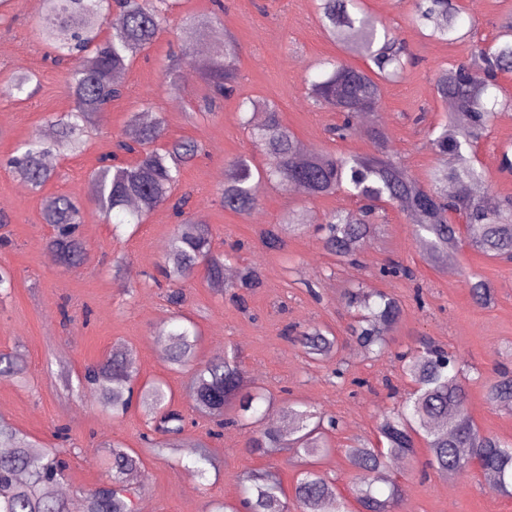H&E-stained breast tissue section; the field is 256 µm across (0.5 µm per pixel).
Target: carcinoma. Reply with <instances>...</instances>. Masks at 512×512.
Instances as JSON below:
<instances>
[{"label": "carcinoma", "instance_id": "carcinoma-1", "mask_svg": "<svg viewBox=\"0 0 512 512\" xmlns=\"http://www.w3.org/2000/svg\"><path fill=\"white\" fill-rule=\"evenodd\" d=\"M180 0H120L121 23L108 24L112 0H43L36 35L54 54V60L71 64L69 89L74 108L50 117L55 135L47 140L32 134L17 148L8 166L35 193L55 176L46 158L80 154L84 136L91 130L95 115L104 104L120 98L121 81L134 60L157 38ZM319 21L327 36L347 51H362L370 61L367 69L331 58L320 64L315 77H307L309 97L322 108L342 115L341 123L330 128L339 139L355 130L368 110L377 107L382 84L402 78L410 55L401 40L359 6V0H318ZM413 26L428 37L453 41L460 31L456 0H413ZM213 15L184 17L181 20L182 58L162 74V87L179 90L177 70L184 63L196 66L206 84L205 105L210 111L220 107L235 91L239 48L235 39L219 28ZM203 37L213 39L215 50L205 58L195 55ZM512 72V17L501 24V34L489 46L474 47L473 59L437 71L434 86L447 107V118L432 129L430 145L439 157L427 181L412 176L391 156L382 125L367 131L376 151L332 154L310 151L285 125L277 104L266 98L245 97L239 114L248 124L250 138L265 159L264 166L252 169L253 162L241 157L225 170L219 202L227 211L248 214L257 205L259 185L271 184L281 190L301 185L318 198L343 191L361 201L353 211H333L318 225L324 248L341 261L352 264L375 230L381 204L391 203L407 214L413 235L434 262L459 248L458 228L448 222V212L463 214L468 226L466 240L475 251L491 259L512 260V197L498 198L492 184L474 164L475 148L487 135L499 110L512 105L498 100L496 75ZM33 76H14L7 94L30 97ZM264 113V120L251 124L250 114ZM133 133L120 137L115 150L100 159L90 179V199L96 210L112 219L113 228L139 225L159 206H168L179 219L168 249L158 266L174 286L170 302L184 301L182 286L203 268L207 281L217 288L251 291L262 285L255 266L239 269L235 280L224 279L226 255L215 249L212 229L190 218L191 195L176 194L184 169L202 155V145L191 138L168 140L164 120L140 121V113L130 117ZM41 217L54 229L46 246L62 267L85 259L86 246L78 233L84 220L82 208L66 195L46 197ZM307 212H286L276 224L262 232V243L281 250L288 236L307 231ZM469 291L480 305L494 299V288L476 275L467 280ZM345 301L354 322L348 335L368 355L385 353L387 333L398 323L401 307L391 295L358 284L347 289ZM157 335L164 337L169 363L180 370L194 367L189 396L198 415L213 423L211 437L220 436L227 425L249 430L248 445L255 452L271 455L291 450L299 465L292 498H287L278 476L270 471H250L241 480L240 498L214 506L212 512H349L347 499L336 492L335 483L319 469L320 457L329 453L326 435L339 421L318 408L301 402L282 407L288 432L261 427L259 407L270 404L269 393L248 379L239 354L230 349L224 356L194 365L198 341L197 324L180 316L162 325ZM309 358L325 364L338 348L337 337L320 326H312L296 336ZM443 349L430 342L398 355L402 372L414 390L398 405L383 412L377 445L362 444L347 452L352 472L351 495L358 512H395L399 490L386 472V462L408 461L416 454V439L423 440L429 464L438 474L451 478L471 468L477 461L484 479L512 496V442L482 433L466 408L464 372L459 360L442 357ZM24 374L19 354H0V376ZM84 383L95 389L101 404L112 416L125 415L133 395H138L146 415L147 431L140 435L146 451L172 452L186 447L188 422L172 408L167 385L156 381L136 387L137 374L120 349L87 368ZM488 403L512 411V370L502 367L487 385ZM112 468L109 487L83 493L84 512H135V490L131 478L142 464L140 455L122 443L108 444ZM211 463L209 451L199 446L188 472L202 477ZM67 460L55 448L34 449V444L17 429L0 423V512H69L68 500L50 496L45 487L66 477ZM387 486L382 493L377 484Z\"/></svg>", "mask_w": 512, "mask_h": 512}]
</instances>
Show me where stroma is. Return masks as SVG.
<instances>
[{"label": "stroma", "instance_id": "obj_1", "mask_svg": "<svg viewBox=\"0 0 512 512\" xmlns=\"http://www.w3.org/2000/svg\"><path fill=\"white\" fill-rule=\"evenodd\" d=\"M221 25L239 44L237 96L225 99L221 112L189 116L187 101L205 94L201 78L180 82L179 93L164 91L161 73L178 51L177 22L164 26L154 43L134 61L123 77L125 94L95 117V129L85 150L57 159V176L43 194H64L85 204L81 228L87 245L84 263L58 267L46 249L51 233L43 223L40 196L20 184L4 161L33 132L47 128L48 116L71 110L66 68L52 62L48 50L33 36L40 12L33 0H7L0 6V86L13 75L35 74L39 87L29 100L0 95V268L10 272L12 290L0 301V352L21 353L25 379L0 377V422H5L41 448L65 451L69 470L64 482L71 507H82L81 491L106 483L112 475L103 448L108 440L141 449L146 418L132 406L120 418L104 411L95 391L77 386L85 368L121 348L134 357L139 383L165 381L173 404L190 413L186 396L189 371L172 369L161 357L156 332L175 308L167 287L152 280L176 221L167 207L155 210L137 229L113 236L112 226L89 203V175L100 157L119 136L129 131L131 113L151 100L153 113L163 115L167 139L194 138L205 154L188 166L180 187L192 191L193 217L209 224L218 250H236L238 265H256L263 284L237 301L217 291L196 272L186 284L185 315L197 323L201 340L198 362L235 347L242 364L258 386L275 397L274 409L288 401H303L335 416L329 432L331 452L320 466L336 490L348 495L351 487L346 453L359 443L376 442L383 411L391 407L390 388L412 390L397 360L399 353L429 338L460 361L466 374L468 411L481 432L512 440V412L491 407L486 380L496 365L512 368V263L490 259L468 247L452 252V266H435L416 242L399 208L386 206L375 234L358 264H343L313 233L289 238L281 250H269L258 239L261 227L277 223L291 208L306 209L311 223L324 214L355 209L344 193L309 198L291 191L262 186L258 206L249 215L225 211L216 200L227 165L241 156L262 164L239 120V99L246 95L274 101L284 124L309 148L341 154H369L372 141L362 131L346 140L330 129L339 113L313 106L305 78L327 58L343 57L363 68L358 54H344L323 31L315 0H222ZM364 10L402 40L416 60L402 79L383 86L378 108L389 146L397 160L418 179H425L437 163L428 142L429 127L444 121L446 108L434 88L435 72L451 64L470 62L476 43L495 41L505 17L512 16V0H458L462 17L475 28L463 39L437 41L423 35L409 21L412 0H361ZM512 143V108L499 112L475 159L489 176L496 196H512V172L503 171L501 152ZM123 260L121 274H113L114 260ZM398 262L409 267L413 279L382 276L381 268ZM479 275L495 289L491 304L472 298L466 277ZM386 292L403 309L400 322L387 337V352L371 359L351 342L347 327L352 314L344 293L355 284ZM320 326L339 339L335 361L345 372L344 383L329 379L327 368L308 361L290 335V328ZM68 429V440L55 436ZM213 460L204 479L189 476L184 464L193 452L179 455L146 454L134 482L136 512H207L213 501L239 496V477L268 469L292 490L298 467L292 455L263 456L248 446L245 430L229 427L221 439L208 441ZM428 452L418 446L411 462L395 465L391 476L400 495L399 512H512V498L487 491L476 473L448 479L426 468Z\"/></svg>", "mask_w": 512, "mask_h": 512}]
</instances>
